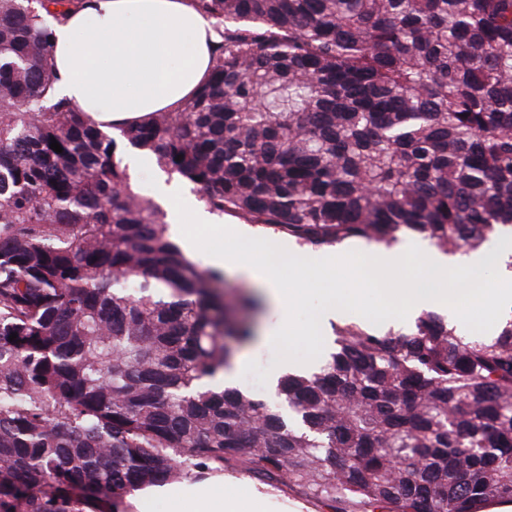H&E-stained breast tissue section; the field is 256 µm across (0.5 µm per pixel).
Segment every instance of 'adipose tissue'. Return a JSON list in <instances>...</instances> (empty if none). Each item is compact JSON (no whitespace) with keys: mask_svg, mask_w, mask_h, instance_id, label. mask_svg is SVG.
Wrapping results in <instances>:
<instances>
[{"mask_svg":"<svg viewBox=\"0 0 512 512\" xmlns=\"http://www.w3.org/2000/svg\"><path fill=\"white\" fill-rule=\"evenodd\" d=\"M215 40L210 20L190 0H80L54 30V92L104 131L152 112H177L206 82ZM213 260L260 285L278 323L259 342L278 343L288 327V300L275 274L250 266L231 246L216 251ZM163 495L170 512H243L239 500L225 494L220 474L177 490L138 489L126 501L149 512Z\"/></svg>","mask_w":512,"mask_h":512,"instance_id":"obj_1","label":"adipose tissue"}]
</instances>
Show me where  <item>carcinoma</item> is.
I'll list each match as a JSON object with an SVG mask.
<instances>
[{
  "mask_svg": "<svg viewBox=\"0 0 512 512\" xmlns=\"http://www.w3.org/2000/svg\"><path fill=\"white\" fill-rule=\"evenodd\" d=\"M191 2L220 22L208 80L120 132L210 213L313 248L487 252L512 228V0ZM65 16L0 0V512H121L226 468L335 512L512 503V310L491 336L345 319L325 363L281 378L286 415L206 383L257 303H226L115 139L55 96Z\"/></svg>",
  "mask_w": 512,
  "mask_h": 512,
  "instance_id": "carcinoma-1",
  "label": "carcinoma"
}]
</instances>
